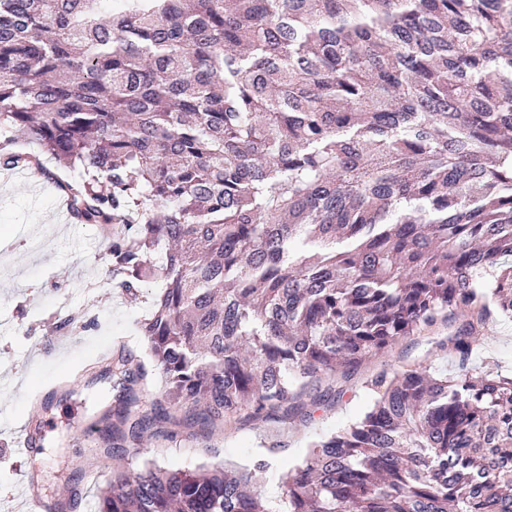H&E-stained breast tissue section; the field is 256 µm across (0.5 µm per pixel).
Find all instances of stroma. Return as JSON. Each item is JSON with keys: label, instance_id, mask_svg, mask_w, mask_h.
I'll use <instances>...</instances> for the list:
<instances>
[{"label": "stroma", "instance_id": "1", "mask_svg": "<svg viewBox=\"0 0 512 512\" xmlns=\"http://www.w3.org/2000/svg\"><path fill=\"white\" fill-rule=\"evenodd\" d=\"M0 198L7 201L0 207V512H19L17 485L34 465L47 501L68 497L70 512H97L100 483L112 472L94 425L112 403V366L100 352L119 340L126 352L145 358L139 323L155 290L134 297L113 287L109 240L99 228L56 222L63 207L51 180L5 174ZM448 333L443 325L422 330L349 375L315 382L313 394L331 387L337 396L311 419L242 418L226 422L208 443L181 438L166 444L148 436L143 445L170 469L216 463L247 468L267 457L271 468L258 491L268 499L281 496L284 467L301 462L313 441L363 416L380 372L412 362L455 372L453 358L437 346ZM476 336L473 372L511 374L512 318L491 314ZM23 428L35 433V459L11 444ZM91 468L98 469L99 481L89 485L84 473Z\"/></svg>", "mask_w": 512, "mask_h": 512}]
</instances>
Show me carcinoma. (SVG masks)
Masks as SVG:
<instances>
[{"label": "carcinoma", "mask_w": 512, "mask_h": 512, "mask_svg": "<svg viewBox=\"0 0 512 512\" xmlns=\"http://www.w3.org/2000/svg\"><path fill=\"white\" fill-rule=\"evenodd\" d=\"M104 2L0 0V170L112 230L128 295L165 249L150 359L112 361L106 456L310 418L313 381L439 323L458 371L376 376L278 499L266 459L117 461L98 512H512V376L468 372L491 309L512 317V0H122L109 23Z\"/></svg>", "instance_id": "cac0c4a2"}]
</instances>
